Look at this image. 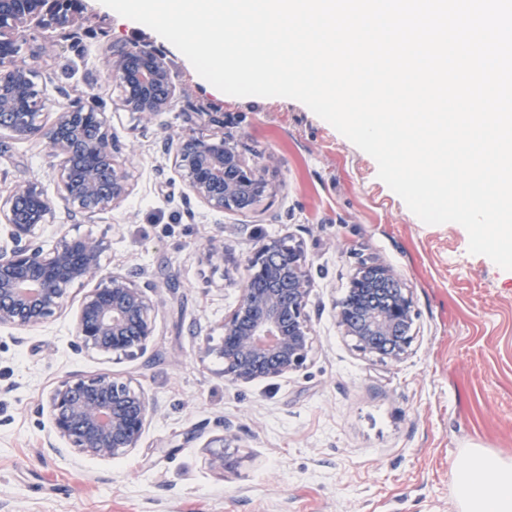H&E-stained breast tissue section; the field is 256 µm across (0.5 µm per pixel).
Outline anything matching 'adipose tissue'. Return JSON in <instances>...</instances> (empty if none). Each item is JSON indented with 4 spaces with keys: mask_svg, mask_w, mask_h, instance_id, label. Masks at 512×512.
Masks as SVG:
<instances>
[{
    "mask_svg": "<svg viewBox=\"0 0 512 512\" xmlns=\"http://www.w3.org/2000/svg\"><path fill=\"white\" fill-rule=\"evenodd\" d=\"M453 475L456 512H512V457L476 446L462 449Z\"/></svg>",
    "mask_w": 512,
    "mask_h": 512,
    "instance_id": "ef3b65f1",
    "label": "adipose tissue"
}]
</instances>
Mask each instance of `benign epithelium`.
I'll return each instance as SVG.
<instances>
[{
  "label": "benign epithelium",
  "instance_id": "benign-epithelium-1",
  "mask_svg": "<svg viewBox=\"0 0 512 512\" xmlns=\"http://www.w3.org/2000/svg\"><path fill=\"white\" fill-rule=\"evenodd\" d=\"M73 20L74 15L59 10L57 0H0V127L17 140L40 145L61 185L65 209L91 219L112 211L129 192L107 119L92 108H62L48 119L36 83L40 60L18 63L21 46L29 44V22L64 28ZM108 65L116 83L138 85L136 97L123 96L127 110L145 119L167 110L174 86L162 57L151 50H123ZM159 87L164 93L157 92ZM200 141L192 133L181 137L175 159L185 185L207 206L222 210L231 197L234 186L224 184L226 171L251 184L257 198L268 190L263 176L222 139L205 141L211 150L199 156L186 152V145ZM54 218V203L37 180L18 182L0 195V326L18 331L40 326L62 314L73 284L94 281L76 316V339L104 355L144 351L153 335L154 287L127 274L104 273L101 259L108 243L102 237L61 231L51 248H44L38 229ZM366 270L370 283L363 299L350 308L337 306V324L359 350L398 362L414 340L412 298L389 268L372 264ZM309 292L301 248L280 240L262 245L248 261L240 302L224 321L218 354L225 379L252 383L304 367L312 347L304 312ZM148 408L144 393L131 382L101 374L61 380L47 413L55 434L82 454L115 458L137 447Z\"/></svg>",
  "mask_w": 512,
  "mask_h": 512
}]
</instances>
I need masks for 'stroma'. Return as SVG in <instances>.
I'll list each match as a JSON object with an SVG mask.
<instances>
[{"mask_svg": "<svg viewBox=\"0 0 512 512\" xmlns=\"http://www.w3.org/2000/svg\"><path fill=\"white\" fill-rule=\"evenodd\" d=\"M45 50L46 112H102L128 197L86 221L57 208L39 234L103 236L108 272L154 285L155 331L144 353L104 357L78 348L75 315L90 284L70 288L64 312L26 331L0 328V512H454L452 476L471 444L512 456V270L468 251L456 223L424 224L377 176L375 160L303 103L233 97L204 81L156 32L100 0L74 22L32 28ZM135 48L160 53L175 95L147 121L127 111L107 65ZM224 138L270 188L249 211H218L186 188L168 141ZM38 179L61 187L32 142L0 129V194ZM224 239V256L202 243ZM301 246L311 281L313 348L305 366L249 384L225 381L217 356L257 248ZM394 270L412 296L416 338L399 362L359 351L336 306L361 264ZM131 381L151 411L137 448L90 460L57 441L40 409L69 375ZM238 435L223 468L210 464L225 427Z\"/></svg>", "mask_w": 512, "mask_h": 512, "instance_id": "35a3bbf8", "label": "stroma"}]
</instances>
